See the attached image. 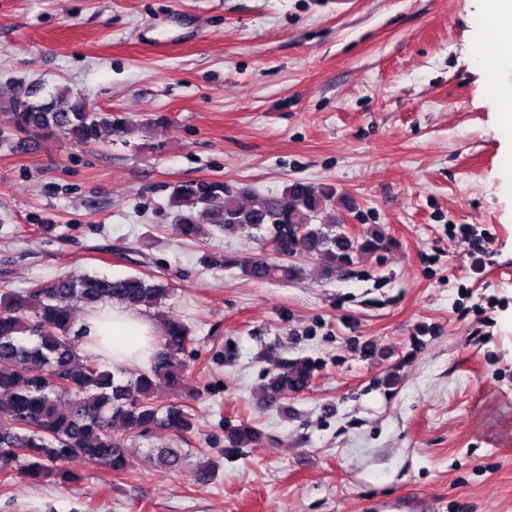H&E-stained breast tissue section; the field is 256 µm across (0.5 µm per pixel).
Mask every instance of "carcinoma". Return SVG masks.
<instances>
[{
  "label": "carcinoma",
  "instance_id": "carcinoma-1",
  "mask_svg": "<svg viewBox=\"0 0 512 512\" xmlns=\"http://www.w3.org/2000/svg\"><path fill=\"white\" fill-rule=\"evenodd\" d=\"M129 124L111 111L89 110L67 87L46 93L33 85L13 88L0 107V144L14 135L59 136L78 144H108ZM242 189L232 193L222 182H183L171 193L180 233L189 239L214 226L227 234L261 233L264 253L211 258L253 280L290 281L303 276L306 260L328 278L362 255L382 250L389 240L380 233L356 239L336 223V190L296 181L283 192L244 202ZM299 236L304 252L294 261H271ZM172 288L144 276L112 279L90 274L64 276L46 287L0 293V471L22 466L35 481L78 476L65 463L80 458L114 474L130 468L123 433L145 434L157 428L186 439L193 430L191 413L173 399L187 378L185 352L195 343L177 316L164 319L162 339L149 368L129 374L125 366L110 373L100 357L83 349L87 330L74 329L76 308L119 301L145 312L161 306ZM312 377L309 362L282 364L263 386L274 405L304 389ZM258 430L241 423L228 432L230 447L259 439Z\"/></svg>",
  "mask_w": 512,
  "mask_h": 512
}]
</instances>
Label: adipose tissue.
Returning <instances> with one entry per match:
<instances>
[{"label":"adipose tissue","instance_id":"obj_1","mask_svg":"<svg viewBox=\"0 0 512 512\" xmlns=\"http://www.w3.org/2000/svg\"><path fill=\"white\" fill-rule=\"evenodd\" d=\"M488 29L477 33L476 63L482 74V100L491 106L504 147L512 152V0H477ZM87 334L99 340L101 352L113 364L148 365L158 334L154 319L141 310L112 303L89 311Z\"/></svg>","mask_w":512,"mask_h":512}]
</instances>
